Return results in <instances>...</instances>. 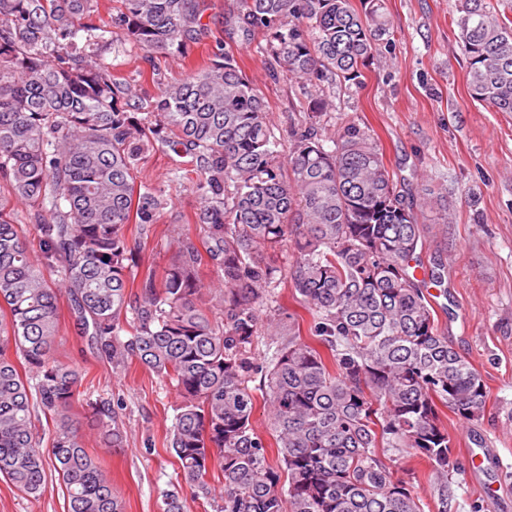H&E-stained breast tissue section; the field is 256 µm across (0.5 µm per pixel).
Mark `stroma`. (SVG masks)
I'll use <instances>...</instances> for the list:
<instances>
[{
    "instance_id": "obj_1",
    "label": "stroma",
    "mask_w": 512,
    "mask_h": 512,
    "mask_svg": "<svg viewBox=\"0 0 512 512\" xmlns=\"http://www.w3.org/2000/svg\"><path fill=\"white\" fill-rule=\"evenodd\" d=\"M460 0H386L394 29L365 69L363 86L345 90L325 84L323 92L269 75L270 62L256 43L245 42L233 21L237 0H205L208 33L184 55L142 52L115 41L101 50L115 78L152 97L158 81H170L192 68L205 67L224 50L234 52L268 105L277 137L289 142L319 98L329 107L321 132L343 135L354 125L374 136L405 197L433 193L438 204L417 208L424 226L418 253L426 269L439 270L447 296L433 299L436 320L448 344L482 376L487 390L484 419L467 424L451 409L442 420L452 440L455 470L448 473V512H512V112H494L474 101L460 52ZM183 177L181 190L168 184L171 170ZM136 179L160 190L168 204L159 212L146 240L145 258L156 274L176 263L170 242L184 235L200 242L201 225L191 223L198 202L196 179L173 152H157L138 169ZM61 298L57 356L82 373L80 398L71 407L85 446L97 456L126 512H162L163 495L178 490L185 512H214L213 503L195 496L178 479L176 459L165 447L178 400L165 382L139 363L113 370L91 353L75 332ZM114 406L126 435L123 447L108 448L89 425V405ZM493 442L480 468L467 449ZM396 477L409 481L424 512H437V491L430 466L394 455ZM67 492L55 471L47 489L32 498L0 476V512H67Z\"/></svg>"
}]
</instances>
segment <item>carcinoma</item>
Masks as SVG:
<instances>
[{"label": "carcinoma", "instance_id": "cac0c4a2", "mask_svg": "<svg viewBox=\"0 0 512 512\" xmlns=\"http://www.w3.org/2000/svg\"><path fill=\"white\" fill-rule=\"evenodd\" d=\"M119 2L115 24L148 55H181L207 30L202 0ZM98 10L99 0H0V177L37 207L42 242L35 259L0 201V475L38 498L51 466L68 512H125L70 413L82 377L56 357L65 294L98 356L117 370L135 359L178 394L167 448L185 483L222 501L218 512H424L381 449L428 462L448 512L442 408L477 421L487 391L439 331L428 288L441 276L416 273L423 227L380 148L355 128L322 138L313 112L282 155L264 98L229 50L145 100L97 58L112 41L92 23ZM461 12L471 97L512 112V18L492 0H462ZM236 22L244 39L262 35L273 77L357 88L391 37L384 0H364L362 13L351 0H238ZM166 149L195 165L205 239L201 250L179 241L180 260L159 278L126 227L147 233L163 208L134 172ZM288 240L295 260L282 280L263 255ZM203 263L217 284L201 282ZM284 280L315 346L281 306ZM263 315L270 355L260 359ZM259 399L276 466L251 423ZM37 408L52 423L45 437ZM92 412L121 447L116 410ZM215 465L218 494L207 481Z\"/></svg>", "mask_w": 512, "mask_h": 512}]
</instances>
